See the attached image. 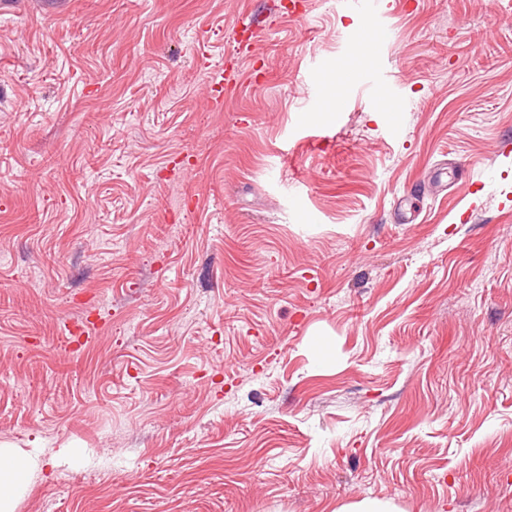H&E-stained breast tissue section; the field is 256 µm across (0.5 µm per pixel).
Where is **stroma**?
<instances>
[{
	"instance_id": "1",
	"label": "stroma",
	"mask_w": 512,
	"mask_h": 512,
	"mask_svg": "<svg viewBox=\"0 0 512 512\" xmlns=\"http://www.w3.org/2000/svg\"><path fill=\"white\" fill-rule=\"evenodd\" d=\"M272 2L0 0L15 512H512V0ZM347 3V6L361 14L364 18V26L362 27L360 34L362 31H371L374 34H378V26L376 25L374 21V16L376 14V7L377 3L376 1H370V0H347L345 1ZM358 36L356 33L352 44H353V51L357 52L360 51L362 47V39L361 36Z\"/></svg>"
}]
</instances>
